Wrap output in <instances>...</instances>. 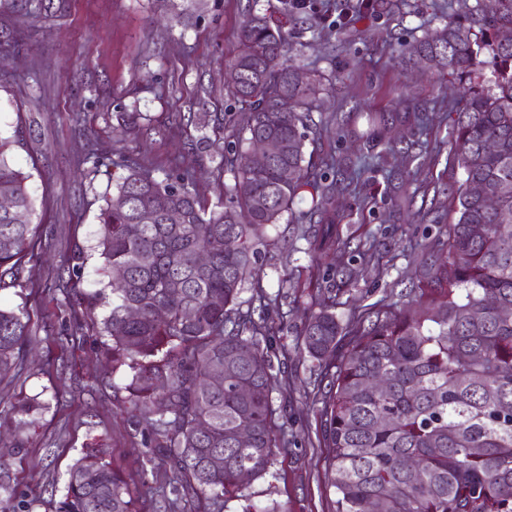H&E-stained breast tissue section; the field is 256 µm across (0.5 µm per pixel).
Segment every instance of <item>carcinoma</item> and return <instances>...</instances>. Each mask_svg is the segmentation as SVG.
Segmentation results:
<instances>
[{"label":"carcinoma","instance_id":"1","mask_svg":"<svg viewBox=\"0 0 512 512\" xmlns=\"http://www.w3.org/2000/svg\"><path fill=\"white\" fill-rule=\"evenodd\" d=\"M503 30L512 31V0H477L414 48L413 62L468 88L450 132V156L464 174L455 218L447 240L424 246L430 261L410 306L390 295L344 325L330 288L299 332L318 383H327L318 393L333 512H512V317L499 313L512 309V44L499 39ZM294 56L280 25L246 10L229 64L239 77L231 92L248 106L237 141L250 147L268 135L281 148L262 169L246 151L221 153L220 167L235 177L222 206L207 209L187 176L168 182L128 164L97 215L107 283L95 299L112 295L100 354L126 380L145 463L163 470L160 487L170 486L166 512L196 502L224 512L286 447L271 387L280 328L269 318L257 260L268 227L293 211L304 189L312 206L297 223L311 251L344 263L337 180L307 153L305 110L322 84L315 76L296 81ZM13 147L0 137V195L14 199L12 210H0V288L20 279L37 233L29 175L13 163ZM171 212L180 223L168 222ZM202 249L205 267L194 262ZM248 279L259 305L244 312ZM29 335L24 311L0 307V381L21 369ZM242 348L252 360L239 357ZM378 375L388 380L382 391L369 387ZM243 426L253 433L244 445ZM408 458L419 467L405 468ZM54 512H133L103 445L70 466Z\"/></svg>","mask_w":512,"mask_h":512}]
</instances>
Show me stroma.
I'll return each mask as SVG.
<instances>
[{
    "label": "stroma",
    "mask_w": 512,
    "mask_h": 512,
    "mask_svg": "<svg viewBox=\"0 0 512 512\" xmlns=\"http://www.w3.org/2000/svg\"><path fill=\"white\" fill-rule=\"evenodd\" d=\"M477 0H387L384 10L356 11L352 0H319L317 17L284 16L281 0H51L38 14L25 0H0V40L19 36L0 57V136L14 140L13 161L29 176L38 226L33 258L18 285L0 288V306L30 317L31 345L20 377L0 382V492L14 500L40 496L51 512L69 465L92 439L130 476L136 512H157L141 472L145 448L116 410L124 378L101 358L99 328L69 335L72 307L55 286L76 251L87 260L74 290L100 286L96 216L126 164L158 179L191 171L189 187L214 204L233 185L232 172L199 140L228 146L242 107L230 92L228 64L239 49L247 4L280 21L304 71L322 75L326 92L307 113L315 157L358 165L336 199L341 224L375 259L357 266L336 294L334 311L348 322L420 274L426 241L445 236L455 218L448 194V138L463 87L448 76L408 66L417 40L472 9ZM349 21H341L340 9ZM382 112L388 128L369 126ZM136 122L124 124L126 114ZM96 148L98 163L87 162ZM260 284L269 297L287 294L293 308L276 336L286 352L287 393L273 391L275 423L288 442L270 474L244 493L257 507L333 512L325 475L320 405L311 362L297 335L317 310V290L332 266L314 259L290 215L268 229ZM39 403L23 447H12L15 400Z\"/></svg>",
    "instance_id": "stroma-1"
}]
</instances>
